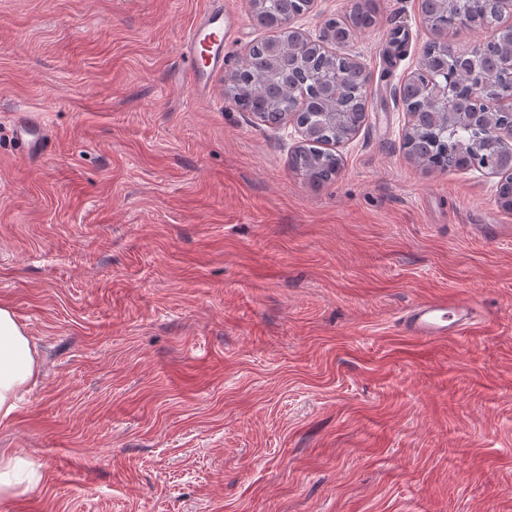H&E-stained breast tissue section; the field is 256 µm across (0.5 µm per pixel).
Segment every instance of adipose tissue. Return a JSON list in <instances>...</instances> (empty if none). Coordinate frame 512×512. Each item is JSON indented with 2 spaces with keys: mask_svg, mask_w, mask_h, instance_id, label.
<instances>
[{
  "mask_svg": "<svg viewBox=\"0 0 512 512\" xmlns=\"http://www.w3.org/2000/svg\"><path fill=\"white\" fill-rule=\"evenodd\" d=\"M39 375L34 346L12 309L0 305V421L12 418L19 395Z\"/></svg>",
  "mask_w": 512,
  "mask_h": 512,
  "instance_id": "1",
  "label": "adipose tissue"
}]
</instances>
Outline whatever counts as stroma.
<instances>
[{
	"label": "stroma",
	"instance_id": "1",
	"mask_svg": "<svg viewBox=\"0 0 512 512\" xmlns=\"http://www.w3.org/2000/svg\"><path fill=\"white\" fill-rule=\"evenodd\" d=\"M223 3L198 100L180 42L211 0H0V304L40 368L0 423L38 480L0 512H512V210L501 175L404 147L420 0H375L346 44L366 118L322 185L289 167L291 122L229 99L269 32ZM438 297L470 328L408 335ZM33 125V122L24 120L14 126V137L22 151L29 157H37L44 150L40 137H36L32 132ZM471 323L472 307L459 299H424L402 317V325L410 335L430 340L462 334Z\"/></svg>",
	"mask_w": 512,
	"mask_h": 512
}]
</instances>
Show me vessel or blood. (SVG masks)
<instances>
[{
    "label": "vessel or blood",
    "mask_w": 512,
    "mask_h": 512,
    "mask_svg": "<svg viewBox=\"0 0 512 512\" xmlns=\"http://www.w3.org/2000/svg\"><path fill=\"white\" fill-rule=\"evenodd\" d=\"M227 41L224 10L219 6L205 12L184 37L181 52L189 63L196 98H208L209 77L223 67ZM14 137L27 156L42 154L44 146L33 134L30 121L15 124ZM471 323L472 307L459 299H424L413 304L402 318V325L410 335L430 340L461 334Z\"/></svg>",
    "instance_id": "1"
}]
</instances>
